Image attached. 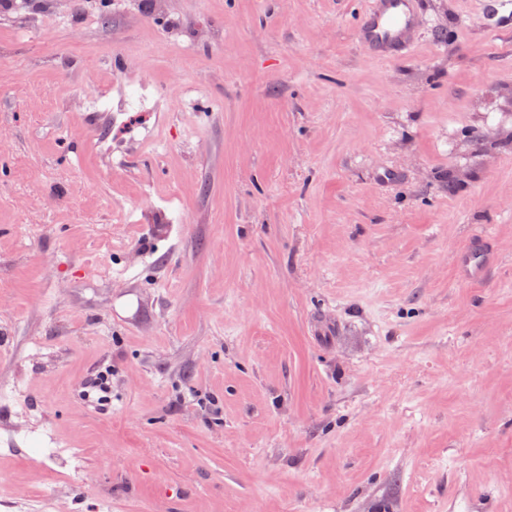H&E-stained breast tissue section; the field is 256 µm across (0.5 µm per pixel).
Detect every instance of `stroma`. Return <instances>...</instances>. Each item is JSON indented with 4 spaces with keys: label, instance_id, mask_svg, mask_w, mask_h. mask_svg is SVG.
Listing matches in <instances>:
<instances>
[{
    "label": "stroma",
    "instance_id": "1",
    "mask_svg": "<svg viewBox=\"0 0 512 512\" xmlns=\"http://www.w3.org/2000/svg\"><path fill=\"white\" fill-rule=\"evenodd\" d=\"M139 2L0 20V512H512V24ZM418 22L416 0H369L356 38L374 54L400 60L411 47L410 34ZM495 262L492 250L483 235H475L456 256L458 277L467 282L484 278L488 268ZM109 376H112V369L108 367L105 371H101L97 374V376L92 380L87 388L89 391L84 394L87 399L91 398V393H95V398H92L91 401L96 402V404L100 406H104L108 404L110 400L111 393V385L109 381Z\"/></svg>",
    "mask_w": 512,
    "mask_h": 512
}]
</instances>
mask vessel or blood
<instances>
[{
    "mask_svg": "<svg viewBox=\"0 0 512 512\" xmlns=\"http://www.w3.org/2000/svg\"><path fill=\"white\" fill-rule=\"evenodd\" d=\"M419 22L416 0H369L359 18L356 38L374 54L402 59L409 51L410 35ZM495 257L483 236L471 238L456 256V271L467 282L484 278Z\"/></svg>",
    "mask_w": 512,
    "mask_h": 512,
    "instance_id": "b4317fda",
    "label": "vessel or blood"
}]
</instances>
